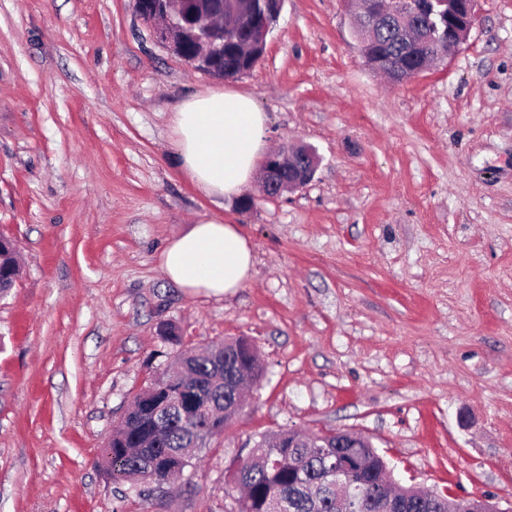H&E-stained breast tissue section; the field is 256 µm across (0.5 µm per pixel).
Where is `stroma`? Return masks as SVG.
I'll use <instances>...</instances> for the list:
<instances>
[{"instance_id": "1", "label": "stroma", "mask_w": 512, "mask_h": 512, "mask_svg": "<svg viewBox=\"0 0 512 512\" xmlns=\"http://www.w3.org/2000/svg\"><path fill=\"white\" fill-rule=\"evenodd\" d=\"M398 85L364 62L342 0H284L264 56L220 79L157 42L131 0H0V512H230V473L287 428L370 439L405 487L512 507V0ZM250 95L268 151L306 144L311 182L206 196L171 118ZM237 225L249 279L189 294L160 256L189 225ZM175 326L182 343L161 334ZM243 337L264 375L166 492L97 463L178 347ZM0 255V295H2L14 285L19 269L14 252L9 251L5 246H2Z\"/></svg>"}]
</instances>
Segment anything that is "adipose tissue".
<instances>
[{
  "instance_id": "1",
  "label": "adipose tissue",
  "mask_w": 512,
  "mask_h": 512,
  "mask_svg": "<svg viewBox=\"0 0 512 512\" xmlns=\"http://www.w3.org/2000/svg\"><path fill=\"white\" fill-rule=\"evenodd\" d=\"M172 123L183 173L207 195L238 196L265 151L266 118L254 100L237 91H208L184 101ZM253 265L245 236L219 219L191 225L161 254L166 278L189 292L215 297L240 288Z\"/></svg>"
}]
</instances>
